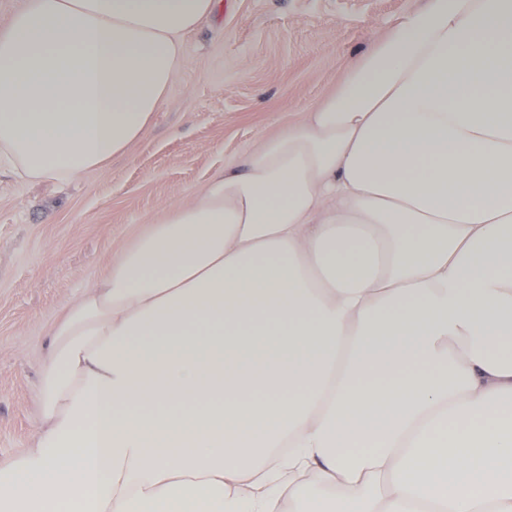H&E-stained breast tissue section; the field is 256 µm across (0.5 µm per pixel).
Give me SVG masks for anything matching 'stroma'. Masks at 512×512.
<instances>
[{
  "label": "stroma",
  "mask_w": 512,
  "mask_h": 512,
  "mask_svg": "<svg viewBox=\"0 0 512 512\" xmlns=\"http://www.w3.org/2000/svg\"><path fill=\"white\" fill-rule=\"evenodd\" d=\"M423 0H221L129 152L67 185L0 168V462L36 435L47 331L168 206L333 91Z\"/></svg>",
  "instance_id": "obj_1"
}]
</instances>
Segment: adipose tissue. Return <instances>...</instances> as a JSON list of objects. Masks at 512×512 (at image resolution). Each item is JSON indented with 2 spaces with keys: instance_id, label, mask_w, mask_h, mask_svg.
Instances as JSON below:
<instances>
[{
  "instance_id": "adipose-tissue-1",
  "label": "adipose tissue",
  "mask_w": 512,
  "mask_h": 512,
  "mask_svg": "<svg viewBox=\"0 0 512 512\" xmlns=\"http://www.w3.org/2000/svg\"><path fill=\"white\" fill-rule=\"evenodd\" d=\"M220 0H28L0 164L127 154ZM0 512H512V0H425L48 331ZM318 482H311L310 474Z\"/></svg>"
}]
</instances>
